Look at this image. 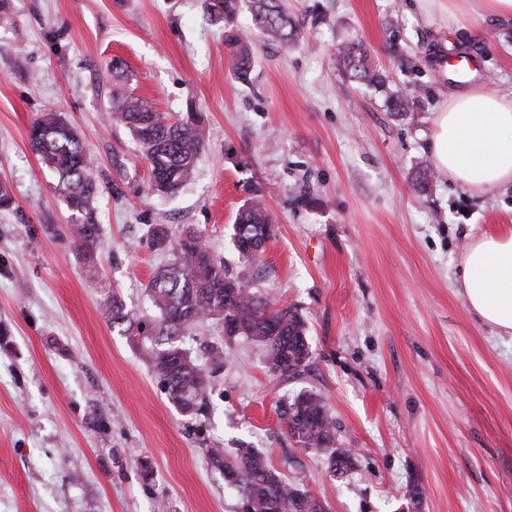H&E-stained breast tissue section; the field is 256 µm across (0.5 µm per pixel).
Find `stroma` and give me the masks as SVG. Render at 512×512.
<instances>
[{
  "label": "stroma",
  "instance_id": "35a3bbf8",
  "mask_svg": "<svg viewBox=\"0 0 512 512\" xmlns=\"http://www.w3.org/2000/svg\"><path fill=\"white\" fill-rule=\"evenodd\" d=\"M0 27V512H237L206 450L246 444L326 501L330 512H512V338L472 314L458 260L476 236L512 228V183L477 192L435 174L429 134L453 86L442 50L477 54L475 86L512 89V22L487 17L452 37L421 0H281L294 41L237 28L256 45L235 78L224 29L202 0H12ZM362 43L385 87L349 78L343 41ZM123 86L171 115L200 113L205 147L177 194L150 189V167L108 112L112 66ZM409 103L387 107L390 92ZM63 113L104 187L94 205L99 276L87 279L57 177L29 145L39 113ZM263 196L276 235L258 264L233 245L238 209ZM185 227L232 275L307 322L306 374L286 379L261 346L217 321L185 348L224 349L206 412L166 398L145 346L102 306L153 315L146 286L173 259L148 228ZM323 396L347 476L281 429L279 408Z\"/></svg>",
  "mask_w": 512,
  "mask_h": 512
}]
</instances>
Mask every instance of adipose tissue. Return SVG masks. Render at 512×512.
<instances>
[{
    "label": "adipose tissue",
    "mask_w": 512,
    "mask_h": 512,
    "mask_svg": "<svg viewBox=\"0 0 512 512\" xmlns=\"http://www.w3.org/2000/svg\"><path fill=\"white\" fill-rule=\"evenodd\" d=\"M449 33L476 20H512V0H427ZM437 169L475 191L512 183V91L496 87L450 93L431 132ZM469 310L498 335L512 336V230L476 237L460 259Z\"/></svg>",
    "instance_id": "1"
}]
</instances>
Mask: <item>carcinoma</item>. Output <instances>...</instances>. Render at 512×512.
Masks as SVG:
<instances>
[{
  "instance_id": "obj_1",
  "label": "carcinoma",
  "mask_w": 512,
  "mask_h": 512,
  "mask_svg": "<svg viewBox=\"0 0 512 512\" xmlns=\"http://www.w3.org/2000/svg\"><path fill=\"white\" fill-rule=\"evenodd\" d=\"M240 0H202L211 21L224 26L232 70L246 81L255 60L249 38L234 29ZM254 25L267 37L293 40L300 30L281 7L279 0H251ZM339 62L351 77L368 85L383 87L387 78L367 65L362 44L342 43ZM114 120L129 129L140 143L151 169V189L159 194L176 193L194 175L204 149L201 118L194 112L173 117L157 111L153 104L124 89H115L109 104ZM31 147L38 160L58 177V189L72 216L75 249L84 261L88 278L98 277L94 255L99 247L98 224L93 200L102 184L93 175L92 161L79 134L60 112H43L32 122ZM152 245L173 253V262L157 268L147 291L159 314L156 321H142L128 312L117 295L103 299L112 325L123 327L136 343L150 342L151 362L168 401L186 416L201 411L200 398L209 371L192 354L178 345V338L198 322L211 318L220 322L228 339L244 337L261 345L270 370L287 377L302 375L311 350L305 322L294 307H277L251 291L243 279L226 272L224 263L203 243L193 227L172 239L163 224L149 229ZM275 236V219L261 198L249 200L233 224L232 240L239 257L253 263L260 259ZM280 426L296 443L322 455L329 473L342 477L354 468V456L336 446V422L323 397L301 391L279 413ZM214 468L234 477L228 490L249 503V512H328L327 505L275 470L257 448H238L230 454L219 446L207 449Z\"/></svg>"
}]
</instances>
